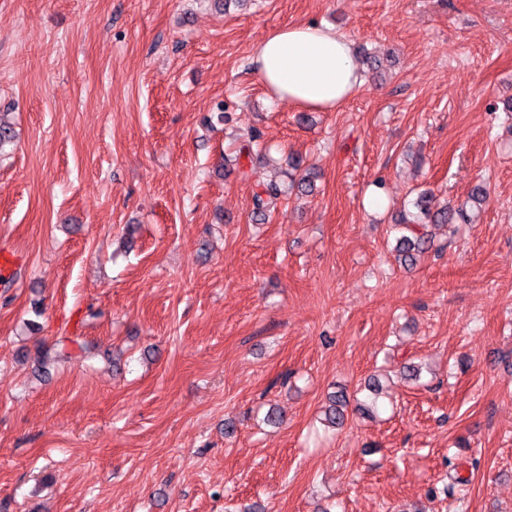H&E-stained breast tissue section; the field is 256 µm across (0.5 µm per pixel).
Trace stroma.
<instances>
[{"label": "stroma", "mask_w": 512, "mask_h": 512, "mask_svg": "<svg viewBox=\"0 0 512 512\" xmlns=\"http://www.w3.org/2000/svg\"><path fill=\"white\" fill-rule=\"evenodd\" d=\"M306 22L384 59L331 112L252 72ZM0 108V512H512V0H0ZM292 154L313 193L258 216ZM479 185L396 260L420 191ZM378 373L376 417L320 424ZM62 342V340H59L52 345L42 344L37 347L34 352V360L37 362L38 366L45 367L50 362L67 359L69 352H67Z\"/></svg>", "instance_id": "1"}]
</instances>
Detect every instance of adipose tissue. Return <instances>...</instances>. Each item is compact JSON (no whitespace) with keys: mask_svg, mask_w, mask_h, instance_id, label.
Here are the masks:
<instances>
[{"mask_svg":"<svg viewBox=\"0 0 512 512\" xmlns=\"http://www.w3.org/2000/svg\"><path fill=\"white\" fill-rule=\"evenodd\" d=\"M251 66L272 98L333 111L363 85L352 40L323 23L283 26L255 47Z\"/></svg>","mask_w":512,"mask_h":512,"instance_id":"obj_1","label":"adipose tissue"}]
</instances>
